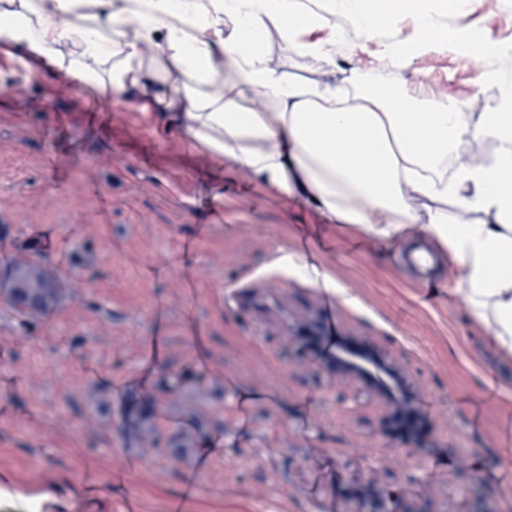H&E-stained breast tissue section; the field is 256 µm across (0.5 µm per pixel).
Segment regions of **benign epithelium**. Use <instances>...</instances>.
I'll list each match as a JSON object with an SVG mask.
<instances>
[{
	"mask_svg": "<svg viewBox=\"0 0 512 512\" xmlns=\"http://www.w3.org/2000/svg\"><path fill=\"white\" fill-rule=\"evenodd\" d=\"M314 335V329L303 327L290 337L289 348L302 355L304 340ZM325 369L336 376L369 384L383 402L386 419L400 420L401 437L419 446L427 439L428 419L417 403V392L408 375L397 365L377 354L365 340L347 337L327 348L322 356ZM348 512H417L411 508L405 493L398 487L371 482L355 489L349 496Z\"/></svg>",
	"mask_w": 512,
	"mask_h": 512,
	"instance_id": "benign-epithelium-1",
	"label": "benign epithelium"
}]
</instances>
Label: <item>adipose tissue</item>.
Instances as JSON below:
<instances>
[{
  "mask_svg": "<svg viewBox=\"0 0 512 512\" xmlns=\"http://www.w3.org/2000/svg\"><path fill=\"white\" fill-rule=\"evenodd\" d=\"M396 3L423 42L472 57L473 41L436 29L431 0L341 8L370 26ZM272 27L293 55L327 59L325 42L302 36L298 0H0L7 55L65 72L92 99L138 93L155 125L379 240L431 238L453 263L451 293L512 355V75L485 112L390 89L352 105L272 66Z\"/></svg>",
  "mask_w": 512,
  "mask_h": 512,
  "instance_id": "obj_1",
  "label": "adipose tissue"
}]
</instances>
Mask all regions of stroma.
<instances>
[{
	"mask_svg": "<svg viewBox=\"0 0 512 512\" xmlns=\"http://www.w3.org/2000/svg\"><path fill=\"white\" fill-rule=\"evenodd\" d=\"M406 20L381 13L374 40L349 32L345 52L317 67L283 55L274 29L267 52L302 83L498 97L487 67L444 43L379 66L391 42L414 38ZM433 20L512 45V0H456ZM409 248L218 165L151 128L137 101L94 103L63 74L0 57V265L26 255L68 290L45 317L0 300V512H28L32 496L53 512L63 489L73 512L92 500L125 512L131 499L166 512L185 460L158 451L112 481L137 453L121 413L146 396L158 433L214 447L187 512H347L346 490L372 480L404 486L416 512H512L501 438L512 356L449 292L447 253L422 277ZM305 263L336 290L303 277ZM311 323L366 340L409 375L430 422L423 446L401 442L367 385L289 356V336ZM150 336L169 344L156 364ZM167 371L191 381L164 394Z\"/></svg>",
	"mask_w": 512,
	"mask_h": 512,
	"instance_id": "obj_1",
	"label": "stroma"
}]
</instances>
